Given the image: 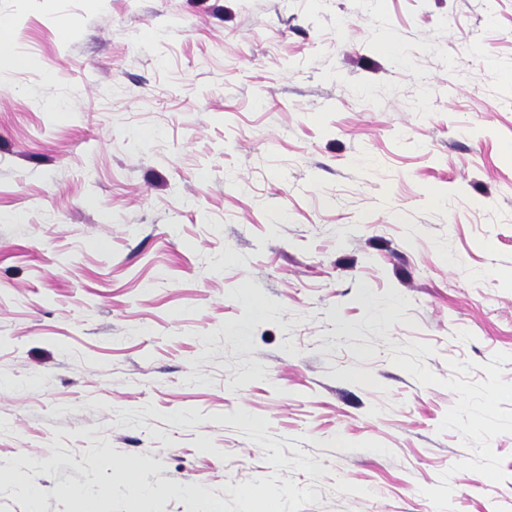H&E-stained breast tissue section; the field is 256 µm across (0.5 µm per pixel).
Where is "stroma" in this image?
Segmentation results:
<instances>
[{
    "label": "stroma",
    "mask_w": 512,
    "mask_h": 512,
    "mask_svg": "<svg viewBox=\"0 0 512 512\" xmlns=\"http://www.w3.org/2000/svg\"><path fill=\"white\" fill-rule=\"evenodd\" d=\"M0 17V512H512V0Z\"/></svg>",
    "instance_id": "35a3bbf8"
}]
</instances>
